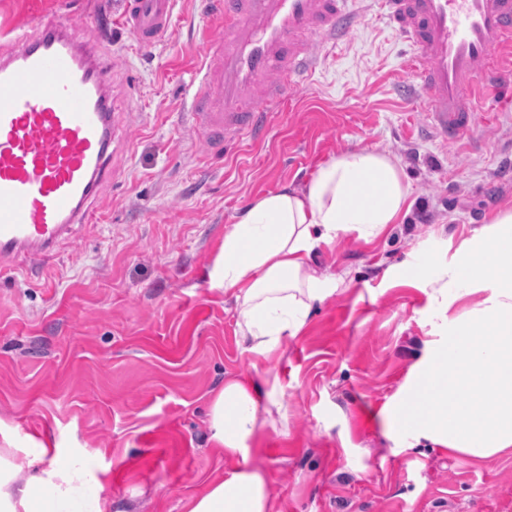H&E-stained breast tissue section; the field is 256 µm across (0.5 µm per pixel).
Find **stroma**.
<instances>
[{
  "mask_svg": "<svg viewBox=\"0 0 512 512\" xmlns=\"http://www.w3.org/2000/svg\"><path fill=\"white\" fill-rule=\"evenodd\" d=\"M209 0H173L170 27L143 54L123 0H0V43L40 16L104 20L112 59L114 182L36 274L0 272V448L43 441L56 463L83 455L108 472L110 512H183L229 464L210 401L225 380L277 378L288 432L266 430L248 462L276 512H512V455L480 465L427 448L393 456L382 407L440 336L421 284L396 269L413 253L451 261L459 242L512 211V100L480 102L472 138L428 129L407 48L378 15L317 46L320 64L272 117L213 161L185 113L201 68L200 33L223 34ZM369 148L400 159L415 203L373 240L344 234L314 257L344 287L264 359L237 334L231 297L209 271L237 210L302 186L333 157ZM429 215V222L418 219Z\"/></svg>",
  "mask_w": 512,
  "mask_h": 512,
  "instance_id": "35a3bbf8",
  "label": "stroma"
}]
</instances>
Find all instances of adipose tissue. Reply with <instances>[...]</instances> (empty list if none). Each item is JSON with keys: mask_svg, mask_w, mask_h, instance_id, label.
Listing matches in <instances>:
<instances>
[{"mask_svg": "<svg viewBox=\"0 0 512 512\" xmlns=\"http://www.w3.org/2000/svg\"><path fill=\"white\" fill-rule=\"evenodd\" d=\"M410 196L399 159L364 148L321 164L302 188L243 208L210 277L234 298L249 352L270 356L335 293V276L310 265L317 248L342 233L375 238L408 215ZM402 275L428 287L443 332L381 410L393 455L437 448L483 463L512 454V212L463 239L446 272L430 255ZM465 298L466 311L452 314ZM209 416L214 445L238 465L188 499L186 512H273L264 473L246 458L251 440L288 419L279 384L227 379ZM48 454L37 440L22 453L0 448V512H107L104 470L80 455L60 466Z\"/></svg>", "mask_w": 512, "mask_h": 512, "instance_id": "ef3b65f1", "label": "adipose tissue"}]
</instances>
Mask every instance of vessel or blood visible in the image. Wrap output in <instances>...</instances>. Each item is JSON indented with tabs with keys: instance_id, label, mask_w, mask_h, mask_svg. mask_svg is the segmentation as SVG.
I'll use <instances>...</instances> for the list:
<instances>
[{
	"instance_id": "vessel-or-blood-1",
	"label": "vessel or blood",
	"mask_w": 512,
	"mask_h": 512,
	"mask_svg": "<svg viewBox=\"0 0 512 512\" xmlns=\"http://www.w3.org/2000/svg\"><path fill=\"white\" fill-rule=\"evenodd\" d=\"M411 48L416 87H402L427 111L445 143L473 135L484 94L512 88V0H372ZM224 23L204 37L205 65L188 116L208 151L263 140L272 109L315 72V42L348 36L354 0H212ZM172 0H126L123 22L153 50ZM110 66L97 32L48 17L0 48V268L24 258L37 271L80 226L112 178Z\"/></svg>"
}]
</instances>
